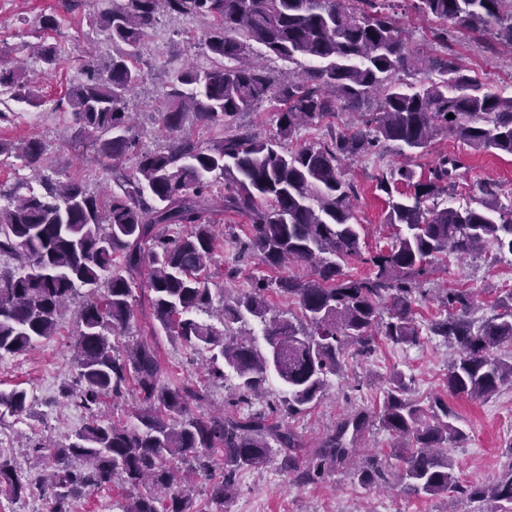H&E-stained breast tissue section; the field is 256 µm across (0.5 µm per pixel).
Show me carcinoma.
<instances>
[{"mask_svg":"<svg viewBox=\"0 0 512 512\" xmlns=\"http://www.w3.org/2000/svg\"><path fill=\"white\" fill-rule=\"evenodd\" d=\"M414 8L441 21L431 31V57L412 50L392 0H112L93 19L112 56L82 63L58 107L71 112L79 142L109 163L115 187L95 193L79 178L46 175L37 191L0 186V255L16 261L0 270V356L55 335L68 304L84 296L75 316L76 373L62 397L90 421L66 445L35 447L45 474L22 477L0 459L1 491L20 497L36 489L49 512H73L83 490L119 483L128 491L122 512H192L193 476L206 481L212 500L223 501L238 472L263 466L277 450L280 470L307 486L360 458L366 432L377 424L410 440L399 447L404 467L390 472L372 457L354 472L360 482L451 493L470 504L490 498L512 512V461L486 486L462 483L446 451L466 439L451 422L455 414L441 397L426 409L406 398L401 375L391 379L378 410L346 415L302 466L300 436L285 422L323 399L348 347L364 356L379 336L418 342L416 282L434 262L472 254L488 241L512 255V204L502 203L494 182H477L458 206L441 201L463 168L459 155L440 157L426 178L406 166L379 172L375 188L388 198L384 223L401 224L405 233L386 248H361L357 192L344 176L345 162L381 144L423 151L444 132L471 149L512 155V96L488 90L451 47L453 33L466 32L494 52L512 51V0H414ZM162 14L209 22L203 41L211 65L173 78L159 113L165 143L150 149L133 130L127 97L141 80L147 31ZM272 60L292 68L276 72L267 65ZM418 73L424 77L405 80ZM38 99L21 68H0V105ZM267 101L278 104L276 131L262 138L238 118ZM341 112L360 114V124L336 128L332 119ZM189 116L227 133L204 146L183 132ZM323 125L327 138L289 146L299 129ZM3 153L41 170L44 146L36 138L0 141ZM130 158L131 170L120 167ZM224 212L247 220L244 236L233 237L238 260L305 265L312 277L255 276L251 291L214 309L201 272L224 249L215 232V217ZM162 225L184 233L168 236ZM350 260L368 273L345 275ZM273 290L297 310L267 316L265 294ZM445 305L427 331L460 351L448 365V392L480 399L512 384V351L495 354L512 345V292L478 325L470 291H448ZM199 312L215 322L198 320ZM138 315L139 338L116 351L110 336ZM249 315L262 325L263 348L230 334ZM162 333L211 352L214 377L224 378L226 368L235 374L234 410L196 415L191 403L204 398L203 389L188 380L163 382ZM272 375L283 395L263 410L241 412L265 394ZM131 389L141 403L136 422L115 424L97 411L103 398ZM26 401L23 390L0 391V409L11 414L22 413ZM218 449L219 473L212 460Z\"/></svg>","mask_w":512,"mask_h":512,"instance_id":"obj_1","label":"carcinoma"}]
</instances>
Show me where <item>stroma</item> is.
I'll use <instances>...</instances> for the list:
<instances>
[{"instance_id":"1","label":"stroma","mask_w":512,"mask_h":512,"mask_svg":"<svg viewBox=\"0 0 512 512\" xmlns=\"http://www.w3.org/2000/svg\"><path fill=\"white\" fill-rule=\"evenodd\" d=\"M111 5V0H82L79 9L67 13L61 0H0V65L11 67L24 62L25 77L42 100L38 106L13 103L16 117L0 124V140L39 139L45 148V172L79 177L98 192L112 186V174L89 144L76 140L77 126L72 116L56 109L55 104L75 77L85 53H92L97 61L111 55V45L89 24L90 18ZM55 12L60 15L59 30H43L41 16ZM207 27L205 19L181 16L161 19L149 30L142 51V79L128 104L144 146L152 148L161 141L158 112L168 100L174 75L189 65L209 67L210 57L202 44ZM43 40L57 47L54 68H46L30 53L31 46ZM454 47L488 89L512 96V57L487 52L470 38L457 39ZM446 154H460L465 160L455 203L468 201L469 185L480 179L496 181L501 201H512L511 155L470 149L451 134L438 137L424 152L409 157L400 155L393 145L383 146L377 153L345 165L346 178L358 186L354 214L363 251L386 245L395 234L394 227L384 222L387 201L375 189L373 177L377 169L404 163L416 174L424 175ZM234 256V246L225 245L208 270L211 282L223 288L227 300L246 293L252 276L275 279L281 275L274 268L236 266ZM232 266L238 269L235 278H223V269ZM430 285L472 290V317L483 321L491 316L495 300L512 290V256L500 254L496 245L488 243L474 257L442 258L435 266ZM60 323L57 335L38 340L32 349L0 356V390L22 389L27 393L24 413L0 416V457L10 459L18 471L27 474L39 470L32 446L68 444L88 421L84 410L68 404L61 396L75 373L70 346L76 328L74 311H66ZM158 342L167 380L187 379L205 389L207 398L193 405L194 413L228 408L234 398V374H226L221 381L211 380L207 374L209 352L195 351L181 340L164 335L159 336ZM457 356L455 347L426 332L415 344L380 341L371 355L347 359L342 372L330 378L322 402L293 420L291 426L301 436L306 450H313L351 411L380 406L390 377L399 372L409 383V398L420 406H428L438 396L446 398L458 417V427L466 434L465 441L447 446L455 471L465 483L489 484L512 458V386L503 385L492 396L480 400L449 394L446 374ZM193 507L195 512H471L470 504L459 498L407 495L359 483L347 466L331 469L317 483L298 486L281 472L274 459L261 468L240 472L235 493L222 502L210 499L204 482L195 483Z\"/></svg>"}]
</instances>
